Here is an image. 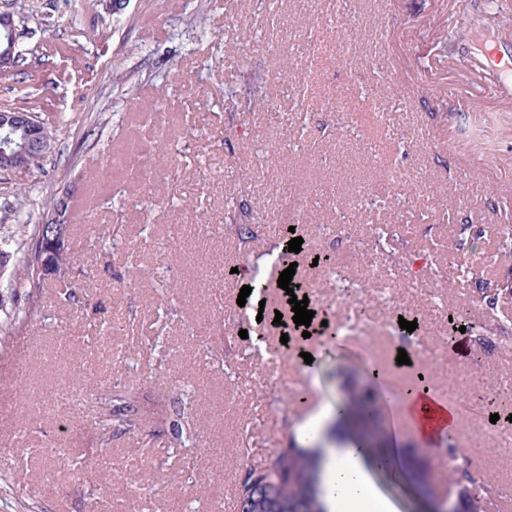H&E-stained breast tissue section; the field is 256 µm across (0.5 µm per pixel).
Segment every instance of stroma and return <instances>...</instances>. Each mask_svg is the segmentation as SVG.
Wrapping results in <instances>:
<instances>
[{
  "mask_svg": "<svg viewBox=\"0 0 512 512\" xmlns=\"http://www.w3.org/2000/svg\"><path fill=\"white\" fill-rule=\"evenodd\" d=\"M0 0L25 64L0 74V109L26 107L52 148L40 170H0V248L72 192L70 263L0 358V512H235L237 484L295 443L315 408L362 383L336 335L373 348L381 380L426 374L461 411L468 480L512 485V454L491 413L512 414V293L476 299L503 275L502 226L512 214V11L491 0ZM459 34L449 50V30ZM292 62L282 72V60ZM174 149L156 153L158 130ZM151 182L115 175L93 205L86 188L129 139ZM381 143L373 153V143ZM485 143L495 183L463 173ZM299 212L295 280L325 329L304 367L285 328L258 316L285 307L257 262L285 239L278 212ZM251 225L241 243L225 211ZM108 228L91 242L89 225ZM332 224L338 240L312 227ZM334 255L337 273L315 264ZM262 281L261 303L238 306ZM72 300H65L62 288ZM483 326L448 348V322ZM416 322L401 329L399 319ZM113 323V350L140 360L83 380L87 337ZM247 338H240V331ZM415 371L398 369V347ZM76 393L58 405L57 391ZM134 395V429L103 443L106 395ZM166 398L193 436L173 442L154 413ZM406 468L451 494L428 445L398 431ZM62 452L44 455L46 443ZM112 464L104 478L103 461Z\"/></svg>",
  "mask_w": 512,
  "mask_h": 512,
  "instance_id": "1",
  "label": "stroma"
}]
</instances>
